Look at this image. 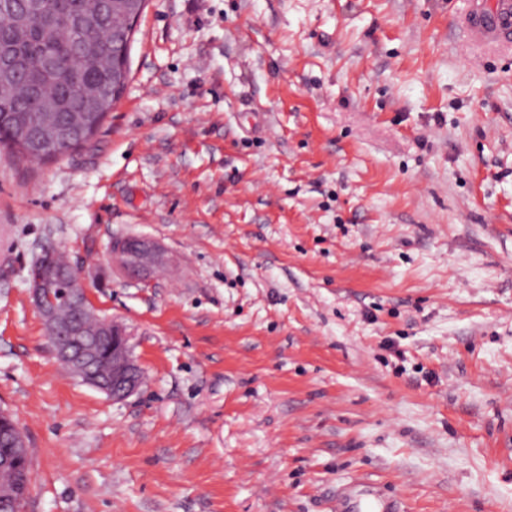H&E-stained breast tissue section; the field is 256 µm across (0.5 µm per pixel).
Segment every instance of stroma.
I'll return each mask as SVG.
<instances>
[{
    "instance_id": "obj_1",
    "label": "stroma",
    "mask_w": 512,
    "mask_h": 512,
    "mask_svg": "<svg viewBox=\"0 0 512 512\" xmlns=\"http://www.w3.org/2000/svg\"><path fill=\"white\" fill-rule=\"evenodd\" d=\"M468 0H147L82 149L0 147V410L24 512H512V49ZM176 256L132 281L114 240ZM51 249L144 382L59 366ZM19 432L17 424L9 415L0 413V502L9 499L24 483L27 495L31 481L28 448H4V438ZM353 510V511H349ZM336 512H395L391 501L367 491L363 499L350 506L345 500H336Z\"/></svg>"
}]
</instances>
